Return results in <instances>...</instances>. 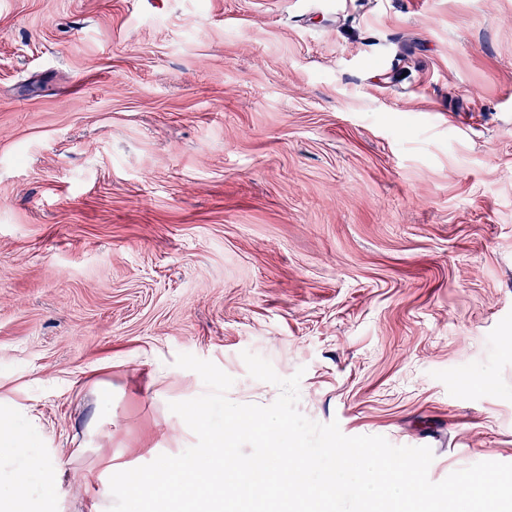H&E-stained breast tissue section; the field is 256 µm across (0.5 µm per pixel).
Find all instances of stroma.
<instances>
[{"instance_id":"1","label":"stroma","mask_w":512,"mask_h":512,"mask_svg":"<svg viewBox=\"0 0 512 512\" xmlns=\"http://www.w3.org/2000/svg\"><path fill=\"white\" fill-rule=\"evenodd\" d=\"M512 0H0V425L42 512L194 445L177 354L512 463ZM112 387L113 423L98 383Z\"/></svg>"}]
</instances>
